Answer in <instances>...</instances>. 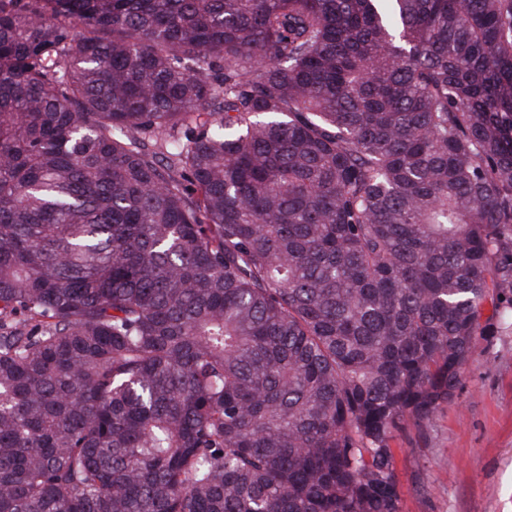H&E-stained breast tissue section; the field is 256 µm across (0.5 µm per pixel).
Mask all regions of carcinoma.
<instances>
[{
    "label": "carcinoma",
    "mask_w": 512,
    "mask_h": 512,
    "mask_svg": "<svg viewBox=\"0 0 512 512\" xmlns=\"http://www.w3.org/2000/svg\"><path fill=\"white\" fill-rule=\"evenodd\" d=\"M512 331V0H0V512H400Z\"/></svg>",
    "instance_id": "obj_1"
}]
</instances>
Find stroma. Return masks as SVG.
<instances>
[{
	"mask_svg": "<svg viewBox=\"0 0 512 512\" xmlns=\"http://www.w3.org/2000/svg\"><path fill=\"white\" fill-rule=\"evenodd\" d=\"M390 446L400 512H512V333L479 340L453 400Z\"/></svg>",
	"mask_w": 512,
	"mask_h": 512,
	"instance_id": "1",
	"label": "stroma"
}]
</instances>
